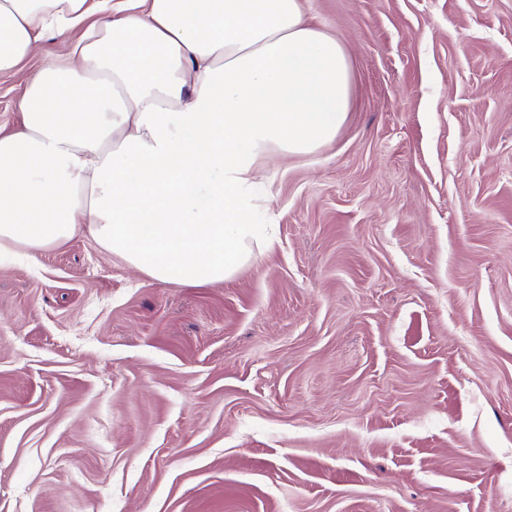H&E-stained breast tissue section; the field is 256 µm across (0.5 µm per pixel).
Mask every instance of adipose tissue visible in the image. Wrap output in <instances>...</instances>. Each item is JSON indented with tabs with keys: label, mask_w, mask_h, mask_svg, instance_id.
Listing matches in <instances>:
<instances>
[{
	"label": "adipose tissue",
	"mask_w": 512,
	"mask_h": 512,
	"mask_svg": "<svg viewBox=\"0 0 512 512\" xmlns=\"http://www.w3.org/2000/svg\"><path fill=\"white\" fill-rule=\"evenodd\" d=\"M85 3L0 0V75L65 40L0 132V258L84 234L158 282L230 279L273 237L251 191L264 162L347 118L342 41L302 0H106L93 25Z\"/></svg>",
	"instance_id": "1"
}]
</instances>
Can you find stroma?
Returning <instances> with one entry per match:
<instances>
[{
	"instance_id": "35a3bbf8",
	"label": "stroma",
	"mask_w": 512,
	"mask_h": 512,
	"mask_svg": "<svg viewBox=\"0 0 512 512\" xmlns=\"http://www.w3.org/2000/svg\"><path fill=\"white\" fill-rule=\"evenodd\" d=\"M303 5L350 111L265 164L232 279L0 260V512H512V0Z\"/></svg>"
}]
</instances>
